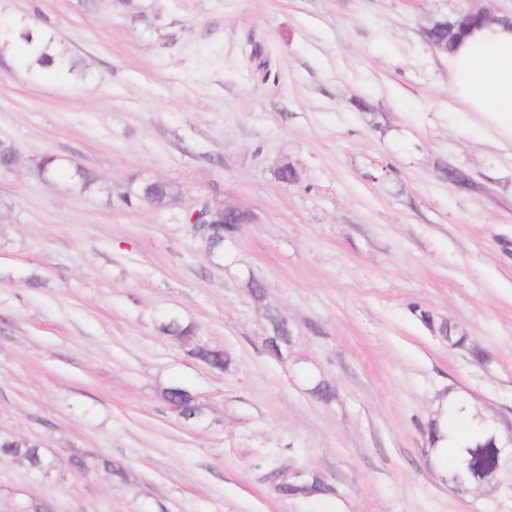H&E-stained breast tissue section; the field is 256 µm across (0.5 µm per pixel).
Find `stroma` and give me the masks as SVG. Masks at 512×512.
Masks as SVG:
<instances>
[{"label": "stroma", "instance_id": "stroma-1", "mask_svg": "<svg viewBox=\"0 0 512 512\" xmlns=\"http://www.w3.org/2000/svg\"><path fill=\"white\" fill-rule=\"evenodd\" d=\"M502 3L0 0L89 70L37 80L0 54V140L18 152L0 170V434L55 462L35 476L0 459V512H512V492L455 494L426 462L443 390L512 415V150L472 123L423 38ZM48 153L104 192L42 180ZM284 162L298 181L278 179ZM133 175L181 195L123 207ZM212 193L256 217L219 263L183 221ZM269 307L288 323L281 358ZM424 311L469 347L449 349ZM168 316L230 368L158 333ZM173 385L203 420L171 410ZM280 471L324 489L282 495ZM189 394H193V392L187 387L172 386L165 388L162 391V398L171 407L176 404L185 405L190 416L194 415V419L192 421H195L202 417L201 407L199 401L192 399Z\"/></svg>", "mask_w": 512, "mask_h": 512}]
</instances>
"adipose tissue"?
<instances>
[{"instance_id":"ef3b65f1","label":"adipose tissue","mask_w":512,"mask_h":512,"mask_svg":"<svg viewBox=\"0 0 512 512\" xmlns=\"http://www.w3.org/2000/svg\"><path fill=\"white\" fill-rule=\"evenodd\" d=\"M449 91L487 139L512 147V23L472 29L448 56Z\"/></svg>"}]
</instances>
